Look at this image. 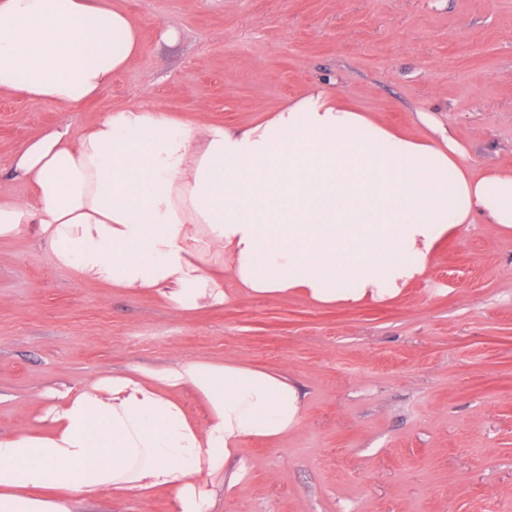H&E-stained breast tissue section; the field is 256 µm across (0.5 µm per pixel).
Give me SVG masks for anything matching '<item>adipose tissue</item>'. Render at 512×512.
Here are the masks:
<instances>
[{"label": "adipose tissue", "mask_w": 512, "mask_h": 512, "mask_svg": "<svg viewBox=\"0 0 512 512\" xmlns=\"http://www.w3.org/2000/svg\"><path fill=\"white\" fill-rule=\"evenodd\" d=\"M119 0H0V94L93 99L142 50ZM448 130L414 136L312 85L245 126L134 104L78 139L49 128L14 156L27 198L0 200V238L35 232L58 267L195 311L239 297L356 306L400 296L477 222L512 231V171L475 173ZM205 402L193 421L175 389ZM287 375L240 362L135 368L59 394L52 428L0 438V512H74L104 494L217 512L245 441L300 423Z\"/></svg>", "instance_id": "1"}]
</instances>
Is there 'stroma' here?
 Instances as JSON below:
<instances>
[{"instance_id":"35a3bbf8","label":"stroma","mask_w":512,"mask_h":512,"mask_svg":"<svg viewBox=\"0 0 512 512\" xmlns=\"http://www.w3.org/2000/svg\"><path fill=\"white\" fill-rule=\"evenodd\" d=\"M121 4L145 23L143 50L94 100L61 112L0 95L1 197L30 195L4 171L44 129L76 138L140 103L245 125L329 80L409 133L431 114L475 171L512 168V0ZM197 360L285 372L304 399L288 436L243 444L222 512H512V233L462 225L390 302L242 297L198 311L60 269L36 234L0 239V436L48 431L56 393ZM76 509L173 512L162 496Z\"/></svg>"}]
</instances>
